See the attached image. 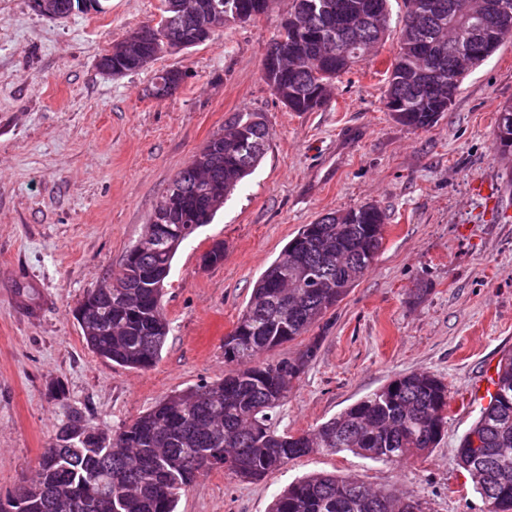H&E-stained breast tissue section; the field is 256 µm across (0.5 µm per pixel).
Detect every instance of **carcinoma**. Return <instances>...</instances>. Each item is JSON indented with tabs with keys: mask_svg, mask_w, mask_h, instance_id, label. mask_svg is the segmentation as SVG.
I'll use <instances>...</instances> for the list:
<instances>
[{
	"mask_svg": "<svg viewBox=\"0 0 512 512\" xmlns=\"http://www.w3.org/2000/svg\"><path fill=\"white\" fill-rule=\"evenodd\" d=\"M206 9L197 25L180 37L192 42L208 23L212 4L230 8L235 0H200ZM293 0L289 20L281 24L285 38L302 39L311 30L334 33L331 70L315 76L316 56L290 54L275 73L263 78L292 112H316L329 100L330 85L367 59L388 30V0ZM429 0H406L401 46L387 68L384 102L409 99L419 81L431 80V91L415 103L408 119L413 130L436 124L448 111V94H457L463 79L486 57L454 53L467 36L464 19L476 12L492 14L499 0H439L442 9L427 12ZM512 105L497 117L494 146L512 156ZM177 174L157 206L146 234L185 242L196 233L188 224L211 223L224 200L261 161L271 133L256 112H235ZM209 168L219 192L207 199L196 193V162ZM387 216L374 204L332 212L298 235L306 247L288 242L264 271L233 331L224 337V362L236 369L224 378L190 388L158 402L117 432L91 426L74 412L58 434L57 450L41 456L35 478L23 496L21 512H175L182 491L211 469L198 464L204 452L223 448L231 459L222 469L241 481L260 480L290 461L317 451H350L366 459L401 464L436 447L447 424L448 385L428 373L401 374L311 432L278 433L272 412L286 399L319 348L320 337L292 358L264 361L260 355L305 334L336 307L376 262ZM177 249L158 250L137 261L123 258L109 275L112 287L92 291L112 334L88 324L82 328L87 346L98 357L128 369L153 367L168 332L162 315L161 290L141 279L142 265H171ZM307 266L315 280L310 288H291L285 280ZM495 393L461 439L459 465L471 476L488 512H512V352L502 356L494 380ZM481 453L471 450V436ZM270 512H425L420 497L374 490L350 475L313 473L290 484L274 498Z\"/></svg>",
	"mask_w": 512,
	"mask_h": 512,
	"instance_id": "carcinoma-1",
	"label": "carcinoma"
}]
</instances>
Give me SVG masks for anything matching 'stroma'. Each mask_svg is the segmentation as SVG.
Listing matches in <instances>:
<instances>
[{
  "label": "stroma",
  "mask_w": 512,
  "mask_h": 512,
  "mask_svg": "<svg viewBox=\"0 0 512 512\" xmlns=\"http://www.w3.org/2000/svg\"><path fill=\"white\" fill-rule=\"evenodd\" d=\"M101 2L100 13L49 19L31 0H0V496L35 475L72 411L116 430L222 378L224 338L288 241L327 213L372 203L387 215L376 263L308 334L267 354L293 357L320 339L274 423L308 431L398 375L428 372L450 390L441 441L399 467L319 451L260 481L213 471L181 493L177 512H267L313 472L415 493L425 512H486L456 450L482 406L474 386L512 351V157L493 145L512 104V40L464 79L435 125L414 131L382 100L405 0H390L377 56L336 79L316 112L290 111L262 77L292 0L119 77L98 58L154 19L159 0ZM175 68L179 88L148 97L155 74ZM236 112L262 114L271 139L212 223L179 248L159 361L129 370L99 358L75 308L118 270L168 185ZM216 240L223 262L199 267Z\"/></svg>",
  "instance_id": "obj_1"
}]
</instances>
